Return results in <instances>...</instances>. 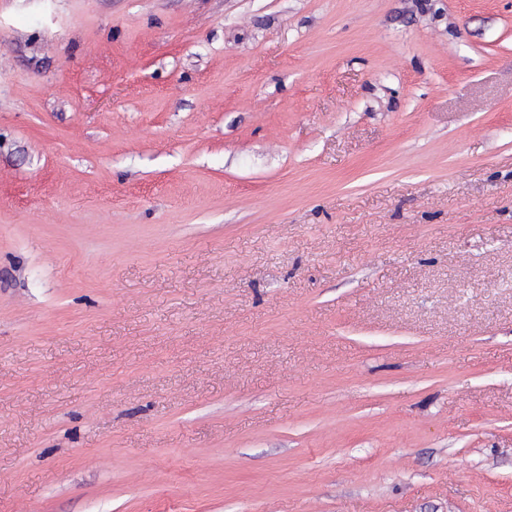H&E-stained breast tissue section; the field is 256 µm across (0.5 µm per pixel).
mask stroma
Returning <instances> with one entry per match:
<instances>
[{
    "label": "stroma",
    "instance_id": "1",
    "mask_svg": "<svg viewBox=\"0 0 512 512\" xmlns=\"http://www.w3.org/2000/svg\"><path fill=\"white\" fill-rule=\"evenodd\" d=\"M0 512H512V0H0Z\"/></svg>",
    "mask_w": 512,
    "mask_h": 512
}]
</instances>
